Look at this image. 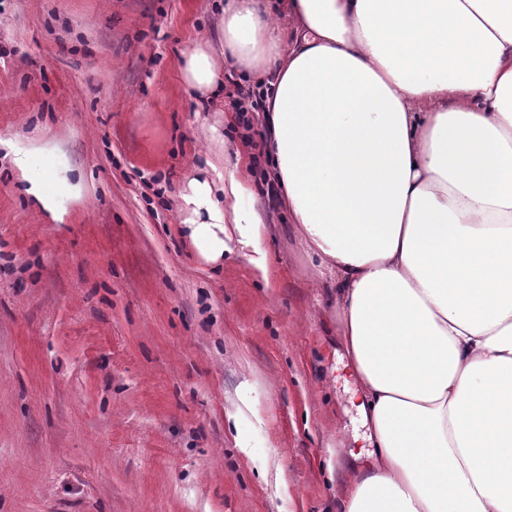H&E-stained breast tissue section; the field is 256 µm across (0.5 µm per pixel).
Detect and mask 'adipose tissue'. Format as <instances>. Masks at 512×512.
Instances as JSON below:
<instances>
[{
	"label": "adipose tissue",
	"instance_id": "obj_1",
	"mask_svg": "<svg viewBox=\"0 0 512 512\" xmlns=\"http://www.w3.org/2000/svg\"><path fill=\"white\" fill-rule=\"evenodd\" d=\"M179 74L264 95L266 174L316 260L371 427L338 512H512V0H218ZM217 147L180 193L208 264L266 276Z\"/></svg>",
	"mask_w": 512,
	"mask_h": 512
}]
</instances>
